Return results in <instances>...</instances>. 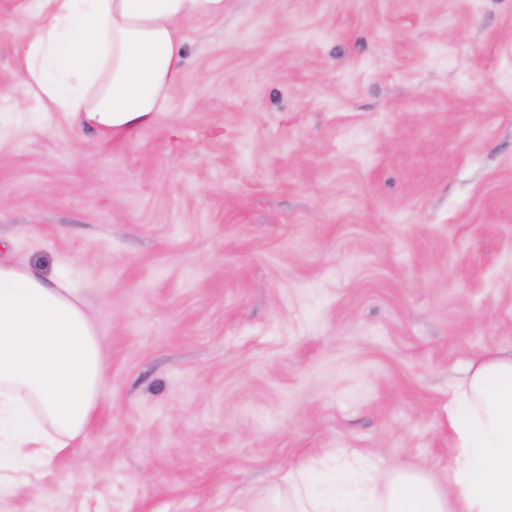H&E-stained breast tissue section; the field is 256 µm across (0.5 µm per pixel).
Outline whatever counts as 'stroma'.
<instances>
[{"instance_id":"obj_1","label":"stroma","mask_w":512,"mask_h":512,"mask_svg":"<svg viewBox=\"0 0 512 512\" xmlns=\"http://www.w3.org/2000/svg\"><path fill=\"white\" fill-rule=\"evenodd\" d=\"M0 0V260L104 334L90 432L0 512H224L335 450L446 483L448 390L512 352V0H224L107 135L22 86Z\"/></svg>"}]
</instances>
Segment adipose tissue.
I'll use <instances>...</instances> for the list:
<instances>
[{
    "instance_id": "ef3b65f1",
    "label": "adipose tissue",
    "mask_w": 512,
    "mask_h": 512,
    "mask_svg": "<svg viewBox=\"0 0 512 512\" xmlns=\"http://www.w3.org/2000/svg\"><path fill=\"white\" fill-rule=\"evenodd\" d=\"M223 13L224 0H41L23 86L46 111L130 132L179 86L183 22ZM106 362L73 288L0 262V488L85 435L107 391ZM448 419L447 487L412 469L383 478L338 450L320 471L289 473L287 496L235 495L225 512H512V354L468 364L449 389Z\"/></svg>"
}]
</instances>
